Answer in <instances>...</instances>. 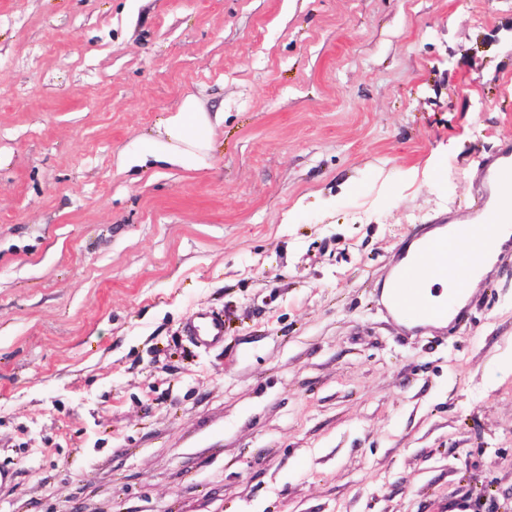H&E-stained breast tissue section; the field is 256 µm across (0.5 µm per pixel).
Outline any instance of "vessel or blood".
Returning <instances> with one entry per match:
<instances>
[{
    "label": "vessel or blood",
    "mask_w": 512,
    "mask_h": 512,
    "mask_svg": "<svg viewBox=\"0 0 512 512\" xmlns=\"http://www.w3.org/2000/svg\"><path fill=\"white\" fill-rule=\"evenodd\" d=\"M479 171L483 190L472 219L464 224H433L414 232L395 265L389 287L378 289L392 324L417 334L465 324L466 311L455 301L469 295L471 277L489 271V243L499 224L512 221V209L504 203L506 191L512 189V152L481 161ZM185 332L198 346H220L224 320L200 311L189 318Z\"/></svg>",
    "instance_id": "1"
}]
</instances>
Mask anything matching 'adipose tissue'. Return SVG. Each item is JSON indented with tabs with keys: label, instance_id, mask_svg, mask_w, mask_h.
I'll return each mask as SVG.
<instances>
[{
	"label": "adipose tissue",
	"instance_id": "adipose-tissue-1",
	"mask_svg": "<svg viewBox=\"0 0 512 512\" xmlns=\"http://www.w3.org/2000/svg\"><path fill=\"white\" fill-rule=\"evenodd\" d=\"M166 134L172 147L147 146L137 156L139 162L178 165L185 168L198 166L210 136V126L193 98H186L180 109L170 116Z\"/></svg>",
	"mask_w": 512,
	"mask_h": 512
}]
</instances>
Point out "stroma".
<instances>
[{"mask_svg": "<svg viewBox=\"0 0 512 512\" xmlns=\"http://www.w3.org/2000/svg\"><path fill=\"white\" fill-rule=\"evenodd\" d=\"M505 150L512 0H0V512H512V255L375 295ZM166 134L184 147L148 145L137 156L140 163L152 158L155 163L197 167L202 159L210 136V126L196 101L187 97L180 109L168 119ZM185 332L200 347L224 345V319L209 311H199L192 315L185 326Z\"/></svg>", "mask_w": 512, "mask_h": 512, "instance_id": "stroma-1", "label": "stroma"}]
</instances>
